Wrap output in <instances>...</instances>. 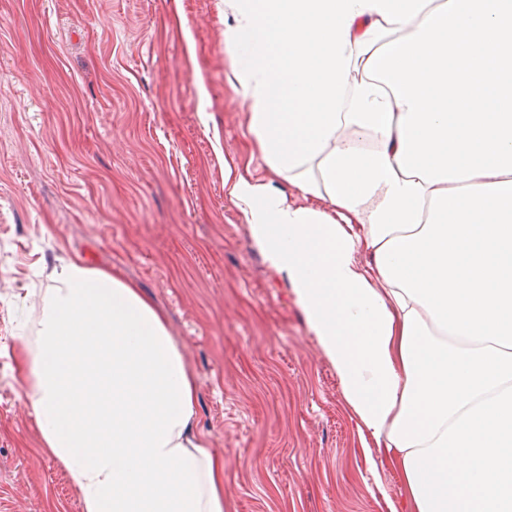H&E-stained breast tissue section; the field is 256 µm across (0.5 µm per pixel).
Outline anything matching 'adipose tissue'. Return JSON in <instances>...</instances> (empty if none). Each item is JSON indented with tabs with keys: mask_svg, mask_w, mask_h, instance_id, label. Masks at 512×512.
<instances>
[{
	"mask_svg": "<svg viewBox=\"0 0 512 512\" xmlns=\"http://www.w3.org/2000/svg\"><path fill=\"white\" fill-rule=\"evenodd\" d=\"M224 45L269 171L224 186L410 512H512V0H224ZM17 361L82 512H225L195 375L119 272L54 268Z\"/></svg>",
	"mask_w": 512,
	"mask_h": 512,
	"instance_id": "adipose-tissue-1",
	"label": "adipose tissue"
}]
</instances>
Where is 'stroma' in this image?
<instances>
[{"label": "stroma", "instance_id": "1", "mask_svg": "<svg viewBox=\"0 0 512 512\" xmlns=\"http://www.w3.org/2000/svg\"><path fill=\"white\" fill-rule=\"evenodd\" d=\"M225 58L224 0H0V512H81L15 365L39 282L74 254L164 314L229 512L407 505L224 188L228 162L268 176Z\"/></svg>", "mask_w": 512, "mask_h": 512}]
</instances>
